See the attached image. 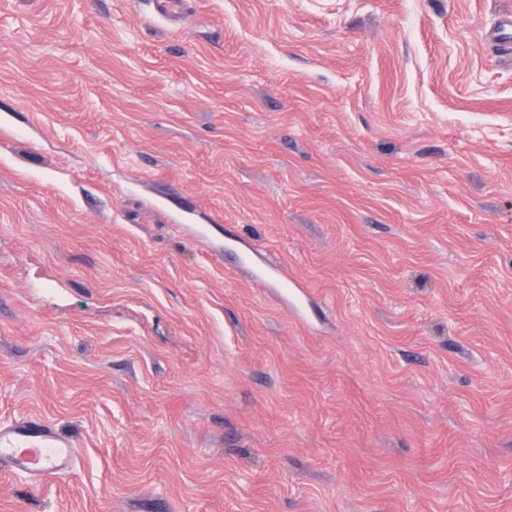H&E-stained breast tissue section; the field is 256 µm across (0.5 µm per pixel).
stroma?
I'll return each mask as SVG.
<instances>
[{
    "instance_id": "1",
    "label": "stroma",
    "mask_w": 512,
    "mask_h": 512,
    "mask_svg": "<svg viewBox=\"0 0 512 512\" xmlns=\"http://www.w3.org/2000/svg\"><path fill=\"white\" fill-rule=\"evenodd\" d=\"M506 0H0V512H512ZM78 445L42 420L0 425V462L34 479L48 480L68 471Z\"/></svg>"
}]
</instances>
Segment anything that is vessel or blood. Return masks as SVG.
<instances>
[{"label": "vessel or blood", "mask_w": 512, "mask_h": 512, "mask_svg": "<svg viewBox=\"0 0 512 512\" xmlns=\"http://www.w3.org/2000/svg\"><path fill=\"white\" fill-rule=\"evenodd\" d=\"M78 455V445L42 420H20L0 425V462L38 480L68 471Z\"/></svg>", "instance_id": "b4317fda"}]
</instances>
